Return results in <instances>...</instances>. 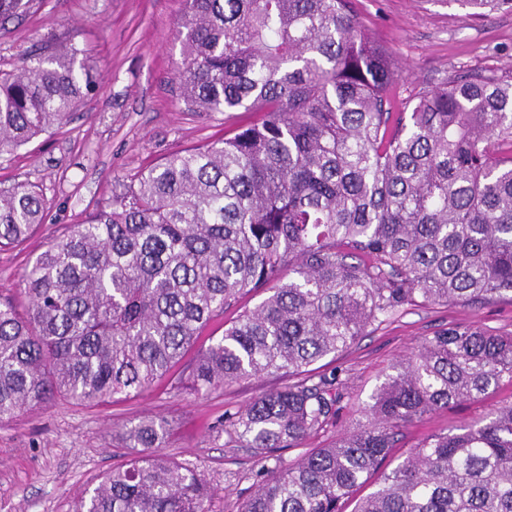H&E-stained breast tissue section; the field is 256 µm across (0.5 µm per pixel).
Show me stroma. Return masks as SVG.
<instances>
[{
    "label": "stroma",
    "instance_id": "obj_1",
    "mask_svg": "<svg viewBox=\"0 0 512 512\" xmlns=\"http://www.w3.org/2000/svg\"><path fill=\"white\" fill-rule=\"evenodd\" d=\"M362 29L383 45L401 73L395 102L442 85L462 70L512 72V13L477 19L458 0H352ZM182 0H33L28 13L0 30V70L30 51L72 41L97 67L92 97L70 121L28 145L0 155V184L29 183L42 191L46 209L35 235L22 247L0 252V294L17 296L20 275L51 235L83 220L123 192L144 168L169 154L223 137L250 121L244 112L198 114L179 97L183 66L177 23ZM475 325L512 334V303L478 309L422 305L361 337L317 372L338 371L344 397L333 423L311 433L302 448L283 450L292 462L302 449L321 448L354 427L388 367L418 341L451 325ZM286 377L244 379L204 395L165 381L149 392L104 405L65 398L0 422V512H75L101 478L123 468L129 450L124 430L139 419L168 424L160 452L198 467L220 488L214 512H238L254 490L261 465L238 447L226 412L245 408ZM512 399L503 384L490 398L462 402L410 426L402 448L450 425L471 424Z\"/></svg>",
    "mask_w": 512,
    "mask_h": 512
}]
</instances>
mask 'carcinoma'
Returning <instances> with one entry per match:
<instances>
[{
    "label": "carcinoma",
    "instance_id": "carcinoma-1",
    "mask_svg": "<svg viewBox=\"0 0 512 512\" xmlns=\"http://www.w3.org/2000/svg\"><path fill=\"white\" fill-rule=\"evenodd\" d=\"M31 0H0V28ZM486 16L512 0H458ZM181 97L255 112L230 136L176 151L53 236L0 301V422L63 396L98 405L175 385L207 394L280 374L230 416L263 466L238 512H512V401L383 462L403 429L512 383V335L456 325L424 336L325 448L290 464L336 414L338 356L408 306L512 302V75L466 70L392 111L398 68L348 0H184ZM71 43L0 72V154L65 125L95 88ZM37 186L0 187V251L43 222ZM266 293L184 357L210 322ZM166 422L126 432V467L75 512H211L200 471L154 452Z\"/></svg>",
    "mask_w": 512,
    "mask_h": 512
}]
</instances>
